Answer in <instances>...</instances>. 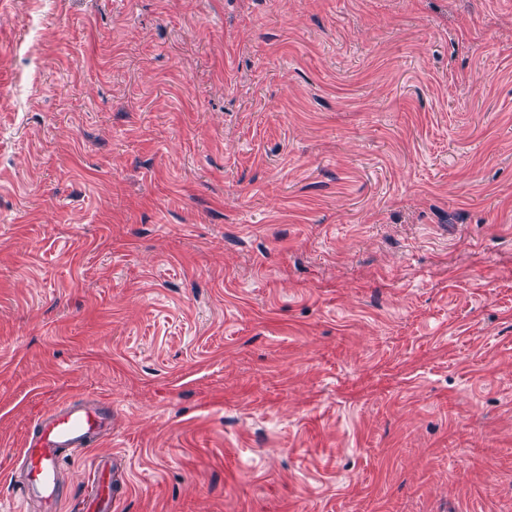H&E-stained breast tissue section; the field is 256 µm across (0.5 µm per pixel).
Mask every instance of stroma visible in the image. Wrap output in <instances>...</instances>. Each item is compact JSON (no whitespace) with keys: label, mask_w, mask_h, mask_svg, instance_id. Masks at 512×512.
Here are the masks:
<instances>
[{"label":"stroma","mask_w":512,"mask_h":512,"mask_svg":"<svg viewBox=\"0 0 512 512\" xmlns=\"http://www.w3.org/2000/svg\"><path fill=\"white\" fill-rule=\"evenodd\" d=\"M81 397L117 512H512V0H0V512Z\"/></svg>","instance_id":"1"}]
</instances>
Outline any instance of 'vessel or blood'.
Wrapping results in <instances>:
<instances>
[{"label": "vessel or blood", "mask_w": 512, "mask_h": 512, "mask_svg": "<svg viewBox=\"0 0 512 512\" xmlns=\"http://www.w3.org/2000/svg\"><path fill=\"white\" fill-rule=\"evenodd\" d=\"M111 433L112 405L99 399L73 398L39 416L17 459L16 483L25 503H37L41 512H56L65 492L64 462L96 447ZM124 476L117 456H99L79 512H112L119 499L118 481Z\"/></svg>", "instance_id": "1"}]
</instances>
